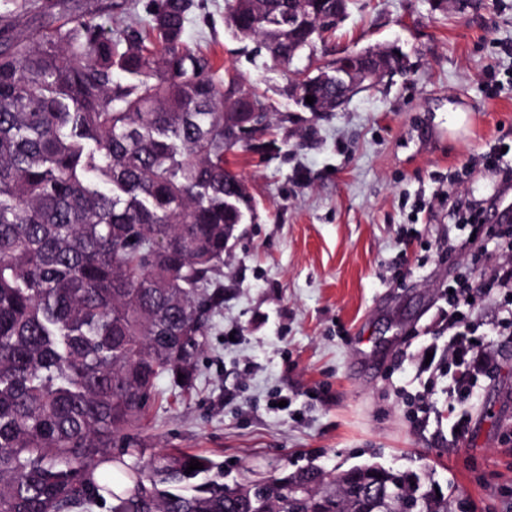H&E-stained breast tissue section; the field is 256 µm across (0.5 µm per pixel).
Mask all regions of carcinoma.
I'll return each instance as SVG.
<instances>
[{"label":"carcinoma","instance_id":"cac0c4a2","mask_svg":"<svg viewBox=\"0 0 512 512\" xmlns=\"http://www.w3.org/2000/svg\"><path fill=\"white\" fill-rule=\"evenodd\" d=\"M194 0H159L116 36L69 0H0V512H452L412 471L377 464L232 485L187 452L142 460L131 432L169 376L188 389L224 237L250 201L224 155L259 94L224 89L183 35ZM290 7L311 29L281 22ZM348 0H231L227 21L287 65ZM328 66L288 89L336 111ZM184 378H178V374ZM203 468L186 473L191 460ZM310 487L297 500L288 483Z\"/></svg>","mask_w":512,"mask_h":512}]
</instances>
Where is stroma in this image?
<instances>
[{"label": "stroma", "instance_id": "stroma-1", "mask_svg": "<svg viewBox=\"0 0 512 512\" xmlns=\"http://www.w3.org/2000/svg\"><path fill=\"white\" fill-rule=\"evenodd\" d=\"M90 2L118 33L147 27L158 0ZM226 15V0H196L184 41L265 103L269 131L226 154L256 218L213 274L224 303L193 389L157 383L145 457L202 454L228 484L377 463L424 474L455 512H512V336L497 335L485 298L469 318L483 371L452 395L442 316L468 260L482 256L486 278L500 253L440 201L486 194L484 155L512 141V0H350L314 58L395 47L406 68L336 112L304 111L286 91L310 57L274 65Z\"/></svg>", "mask_w": 512, "mask_h": 512}]
</instances>
